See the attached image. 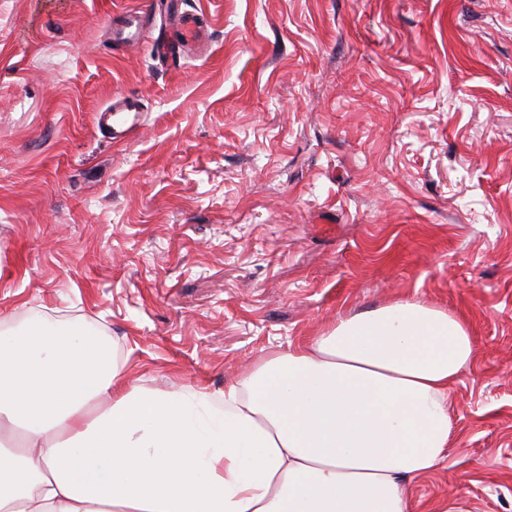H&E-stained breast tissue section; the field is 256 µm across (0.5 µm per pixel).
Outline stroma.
Returning <instances> with one entry per match:
<instances>
[{
  "label": "stroma",
  "mask_w": 512,
  "mask_h": 512,
  "mask_svg": "<svg viewBox=\"0 0 512 512\" xmlns=\"http://www.w3.org/2000/svg\"><path fill=\"white\" fill-rule=\"evenodd\" d=\"M141 2L0 0V330L85 327L130 379L220 393L338 315L448 308L476 355L414 512H512V0H182L206 57L157 51L166 0L112 49ZM146 11L142 8L127 12L118 22H112V46L138 45L145 40ZM142 100L135 95L113 98L112 103L98 114V125L109 131L114 143H123L135 131L144 112Z\"/></svg>",
  "instance_id": "35a3bbf8"
}]
</instances>
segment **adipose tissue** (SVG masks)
Here are the masks:
<instances>
[{
	"mask_svg": "<svg viewBox=\"0 0 512 512\" xmlns=\"http://www.w3.org/2000/svg\"><path fill=\"white\" fill-rule=\"evenodd\" d=\"M474 355L455 313L397 299L164 393L81 328L0 331V512H411Z\"/></svg>",
	"mask_w": 512,
	"mask_h": 512,
	"instance_id": "adipose-tissue-1",
	"label": "adipose tissue"
}]
</instances>
